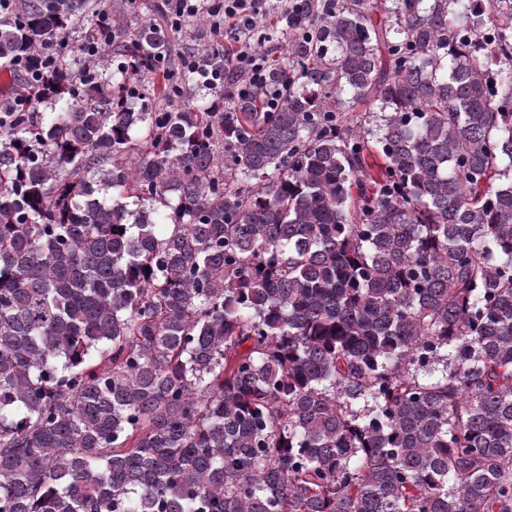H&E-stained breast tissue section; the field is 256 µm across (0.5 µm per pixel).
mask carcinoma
Segmentation results:
<instances>
[{
    "instance_id": "obj_1",
    "label": "carcinoma",
    "mask_w": 512,
    "mask_h": 512,
    "mask_svg": "<svg viewBox=\"0 0 512 512\" xmlns=\"http://www.w3.org/2000/svg\"><path fill=\"white\" fill-rule=\"evenodd\" d=\"M88 9L0 18V512H512V0H302L208 105Z\"/></svg>"
}]
</instances>
